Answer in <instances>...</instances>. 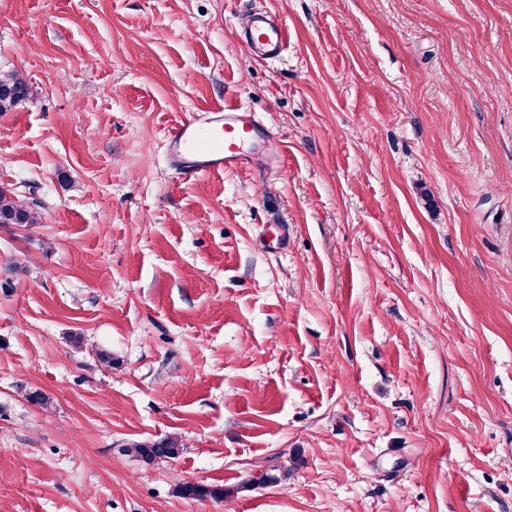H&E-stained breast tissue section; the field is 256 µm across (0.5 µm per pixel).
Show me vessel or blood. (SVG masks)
<instances>
[{
    "label": "vessel or blood",
    "instance_id": "1",
    "mask_svg": "<svg viewBox=\"0 0 512 512\" xmlns=\"http://www.w3.org/2000/svg\"><path fill=\"white\" fill-rule=\"evenodd\" d=\"M288 31L284 25L253 14L247 17L243 41L256 55L280 50ZM262 129L255 116L236 108L217 107L183 120L167 148L171 165L183 174L236 171L253 160Z\"/></svg>",
    "mask_w": 512,
    "mask_h": 512
}]
</instances>
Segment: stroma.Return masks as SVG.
Instances as JSON below:
<instances>
[{
	"instance_id": "stroma-1",
	"label": "stroma",
	"mask_w": 512,
	"mask_h": 512,
	"mask_svg": "<svg viewBox=\"0 0 512 512\" xmlns=\"http://www.w3.org/2000/svg\"><path fill=\"white\" fill-rule=\"evenodd\" d=\"M4 72L0 512H512V0H0ZM287 38L288 31L283 24L275 23L258 14L246 18L243 41L247 48L258 56L280 50ZM29 92L28 84L17 73L0 74V112L17 107ZM263 125L252 113L223 106L183 120L167 148L171 165L183 174L238 171L253 160ZM36 216L29 204L0 189V224H35ZM182 444L178 437L167 436L155 441H137L126 447L128 453H134L148 461L173 458L181 451Z\"/></svg>"
}]
</instances>
